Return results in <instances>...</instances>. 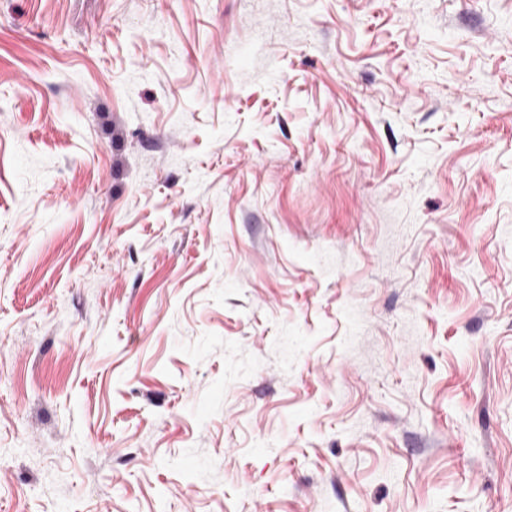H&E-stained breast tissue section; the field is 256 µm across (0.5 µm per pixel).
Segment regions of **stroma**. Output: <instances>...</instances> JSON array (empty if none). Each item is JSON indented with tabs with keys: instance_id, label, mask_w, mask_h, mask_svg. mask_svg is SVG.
Wrapping results in <instances>:
<instances>
[{
	"instance_id": "1",
	"label": "stroma",
	"mask_w": 512,
	"mask_h": 512,
	"mask_svg": "<svg viewBox=\"0 0 512 512\" xmlns=\"http://www.w3.org/2000/svg\"><path fill=\"white\" fill-rule=\"evenodd\" d=\"M0 512H512V0H0Z\"/></svg>"
}]
</instances>
